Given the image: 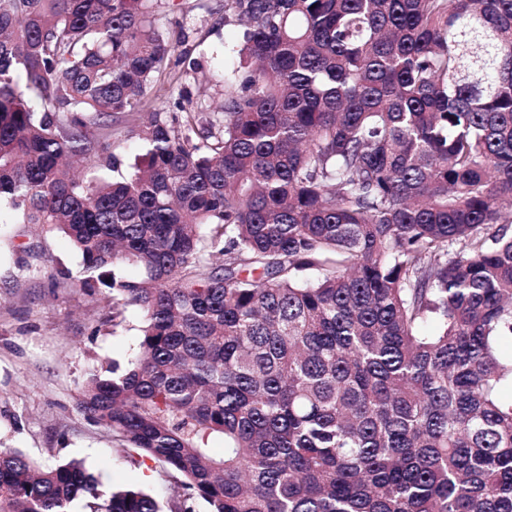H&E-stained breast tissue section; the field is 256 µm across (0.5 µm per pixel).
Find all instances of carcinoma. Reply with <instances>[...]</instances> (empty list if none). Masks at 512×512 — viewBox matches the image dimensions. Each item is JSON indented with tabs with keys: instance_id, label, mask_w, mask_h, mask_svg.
<instances>
[{
	"instance_id": "cac0c4a2",
	"label": "carcinoma",
	"mask_w": 512,
	"mask_h": 512,
	"mask_svg": "<svg viewBox=\"0 0 512 512\" xmlns=\"http://www.w3.org/2000/svg\"><path fill=\"white\" fill-rule=\"evenodd\" d=\"M166 2L0 0V223L142 314L78 413L181 492L0 450V512H512V0H224L176 112ZM191 73V72H190ZM192 73L190 74V76ZM187 77L185 81H183L181 87H178L172 93H168L165 91H161L162 95L160 98V103L163 102V105L167 107L171 112H176L177 109L175 107V102L179 99V90L185 87L186 90L190 91L193 102H203L207 105L214 106V104L220 99V94L222 93V82L217 83V80H213L208 86L200 85L197 82L196 77L201 81L202 76L201 73L195 74L194 78ZM200 87V88H199ZM204 88V89H203ZM204 91V92H202Z\"/></svg>"
}]
</instances>
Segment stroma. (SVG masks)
<instances>
[{
  "label": "stroma",
  "mask_w": 512,
  "mask_h": 512,
  "mask_svg": "<svg viewBox=\"0 0 512 512\" xmlns=\"http://www.w3.org/2000/svg\"><path fill=\"white\" fill-rule=\"evenodd\" d=\"M178 2L160 9L157 26L183 28L190 58L205 72L222 73L232 40L224 0ZM48 270L65 272L59 289L46 287ZM81 272V257L64 235L0 224V442L43 466L82 460L106 489L137 485L167 497L153 462L133 464L117 437L77 411L90 369L105 361L126 368L140 322L131 310L113 327L111 312L80 287Z\"/></svg>",
  "instance_id": "1"
}]
</instances>
